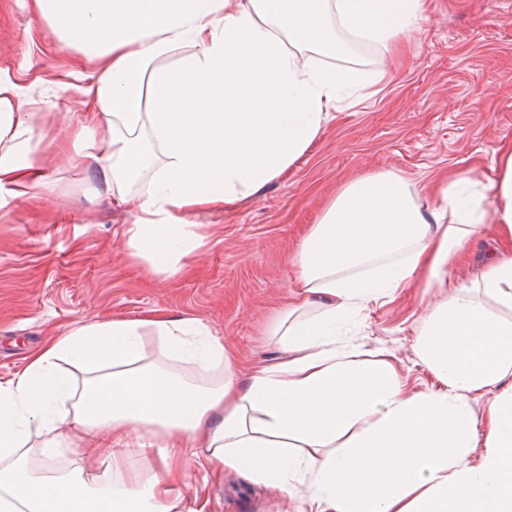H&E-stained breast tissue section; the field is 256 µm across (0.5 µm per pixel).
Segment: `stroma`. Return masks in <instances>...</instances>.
Instances as JSON below:
<instances>
[{"label": "stroma", "mask_w": 512, "mask_h": 512, "mask_svg": "<svg viewBox=\"0 0 512 512\" xmlns=\"http://www.w3.org/2000/svg\"><path fill=\"white\" fill-rule=\"evenodd\" d=\"M395 55L380 44L348 52L336 68L357 73L308 155L233 212L208 217L211 238L192 274L162 281L123 250L131 205L113 206L85 172L57 161L48 189L0 216V376L19 369L54 333L86 319L161 311L208 323L241 363H271L264 336L273 309L296 286L295 246L323 206L350 180L392 170L417 183L443 169L493 174L495 150L512 140V0H430ZM53 110L32 126L48 151L74 149L69 120L80 107V58L20 0H0V69ZM385 72L374 83L377 72ZM446 293L414 284L339 324L337 348H380L408 388L435 383L415 351L417 334ZM280 494L235 474L210 488L209 512H276Z\"/></svg>", "instance_id": "1"}]
</instances>
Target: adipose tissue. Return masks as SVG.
<instances>
[{"mask_svg": "<svg viewBox=\"0 0 512 512\" xmlns=\"http://www.w3.org/2000/svg\"><path fill=\"white\" fill-rule=\"evenodd\" d=\"M428 0H33L81 58L97 62L81 88L82 145L70 167L95 166L113 203H138L124 232L128 258L181 277L210 239L201 213L235 210L286 175L333 119L355 76L327 66L347 36L396 48ZM52 103L22 93L0 69V210L45 186L54 158L30 120ZM488 183L453 172L420 203L394 171L350 181L301 236L296 289L266 329L284 352L239 369L194 316L89 320L47 340L0 381V512H206L189 468L232 471L279 491L291 512H512V143ZM494 213L499 247L479 278L455 283ZM422 282L447 292L416 352L439 389H406L391 352L334 347L336 325ZM164 341V361L142 342ZM220 373L202 385L166 359ZM84 374L83 383L62 365ZM501 393L475 416V394ZM79 435L80 466L49 474L32 433ZM167 449L149 474L131 447Z\"/></svg>", "mask_w": 512, "mask_h": 512, "instance_id": "1", "label": "adipose tissue"}]
</instances>
